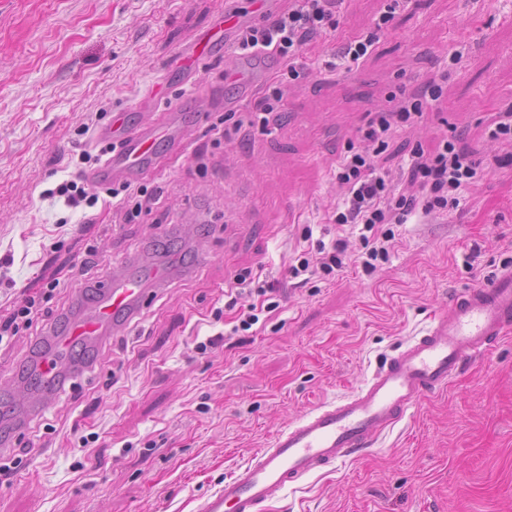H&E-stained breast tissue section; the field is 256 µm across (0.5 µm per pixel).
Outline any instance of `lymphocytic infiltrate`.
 <instances>
[{
  "mask_svg": "<svg viewBox=\"0 0 512 512\" xmlns=\"http://www.w3.org/2000/svg\"><path fill=\"white\" fill-rule=\"evenodd\" d=\"M337 8V0H288L287 7L267 24L244 28L236 48L247 55L275 54L285 61L289 79H296L295 59L300 49L324 30L336 27ZM422 106V101L416 100L369 121L360 130L359 145H348L337 162L336 180L346 187L347 195L336 209L335 221L362 225L359 250L365 271L374 270L375 260H388L396 239L394 225L406 223L408 215L416 210L428 216L457 207L460 190L481 168L469 152L445 140L432 153H412L411 182L419 187V194H395L389 176L377 174L373 158L384 149V136L392 125L412 121ZM59 192L74 207L83 202L95 205L103 194L114 198L116 211L128 223L151 213L157 202L154 193L128 183L105 187L100 194L66 185Z\"/></svg>",
  "mask_w": 512,
  "mask_h": 512,
  "instance_id": "lymphocytic-infiltrate-1",
  "label": "lymphocytic infiltrate"
}]
</instances>
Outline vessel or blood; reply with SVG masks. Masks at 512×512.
<instances>
[{
	"label": "vessel or blood",
	"mask_w": 512,
	"mask_h": 512,
	"mask_svg": "<svg viewBox=\"0 0 512 512\" xmlns=\"http://www.w3.org/2000/svg\"><path fill=\"white\" fill-rule=\"evenodd\" d=\"M242 15L233 10L199 32L188 43L183 61L194 75L201 56L229 47ZM98 140L115 144L102 166L89 179L98 183L133 181L155 173L163 164L160 141L181 149L183 126L176 108L164 107L154 123L128 126L123 117L100 128ZM168 280L166 271L153 270L115 276L99 287L88 313L71 318L54 341L56 352L100 346L133 324L154 294ZM512 329V265L501 267L493 279L454 295L436 324L412 337L396 355L386 357L355 393L321 405L278 432L269 447L225 478L211 492L200 512H258L276 491L301 484L309 475L366 448L401 422L422 397L444 389L459 366L488 352Z\"/></svg>",
	"instance_id": "1"
}]
</instances>
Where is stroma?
<instances>
[{
    "label": "stroma",
    "instance_id": "1",
    "mask_svg": "<svg viewBox=\"0 0 512 512\" xmlns=\"http://www.w3.org/2000/svg\"><path fill=\"white\" fill-rule=\"evenodd\" d=\"M226 4L0 0V315L29 297L43 310L37 328L0 341V404L27 409L26 360L95 287L127 269L173 271L92 368L44 398L25 430H7L28 454L0 483V512H198L278 431L358 390L456 292L512 265V143L489 137L512 113V0H407L355 63L340 49L373 30L387 0H343L337 28L300 50L297 79L279 61L247 92L225 81L223 59L201 58L191 79L179 67ZM431 84L440 97L392 128L376 168L407 190L412 149L462 133L489 168L458 209L409 215L373 274L350 261L301 286L280 280L277 308L239 329L224 295L235 276L332 242L338 157L369 119ZM276 85L282 101L258 111ZM218 92L234 108L204 111ZM150 95L189 127L184 148L160 145L168 163L141 180L159 191L157 209L126 224L105 195L68 207L56 190L86 185L97 129L119 112L149 120ZM53 280L61 292L48 302ZM219 333L224 346L197 351ZM267 512H512V334Z\"/></svg>",
    "mask_w": 512,
    "mask_h": 512
}]
</instances>
